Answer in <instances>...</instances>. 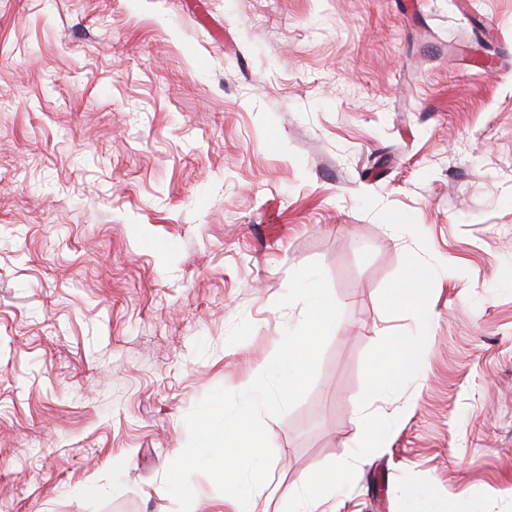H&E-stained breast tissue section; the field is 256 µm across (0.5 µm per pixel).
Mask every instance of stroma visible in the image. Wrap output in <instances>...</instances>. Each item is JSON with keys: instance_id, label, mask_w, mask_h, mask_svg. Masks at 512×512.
<instances>
[{"instance_id": "stroma-1", "label": "stroma", "mask_w": 512, "mask_h": 512, "mask_svg": "<svg viewBox=\"0 0 512 512\" xmlns=\"http://www.w3.org/2000/svg\"><path fill=\"white\" fill-rule=\"evenodd\" d=\"M407 2L0 0V512H178L312 261L342 316L260 512L339 465V512H512V0ZM413 265L428 367L370 405ZM429 276L428 269L421 266L414 267L410 275L394 289V301L419 311L422 313L424 321H427L428 314L424 307L423 288H419V286L427 281ZM388 422L380 417H367L359 423V432L363 442L376 445L384 441L388 435Z\"/></svg>"}]
</instances>
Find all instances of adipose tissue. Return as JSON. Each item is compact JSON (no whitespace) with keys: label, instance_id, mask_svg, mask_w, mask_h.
Masks as SVG:
<instances>
[{"label":"adipose tissue","instance_id":"ef3b65f1","mask_svg":"<svg viewBox=\"0 0 512 512\" xmlns=\"http://www.w3.org/2000/svg\"><path fill=\"white\" fill-rule=\"evenodd\" d=\"M426 367L421 339H394L375 356L367 371L370 391L378 394L399 389L410 378L423 374Z\"/></svg>","mask_w":512,"mask_h":512}]
</instances>
